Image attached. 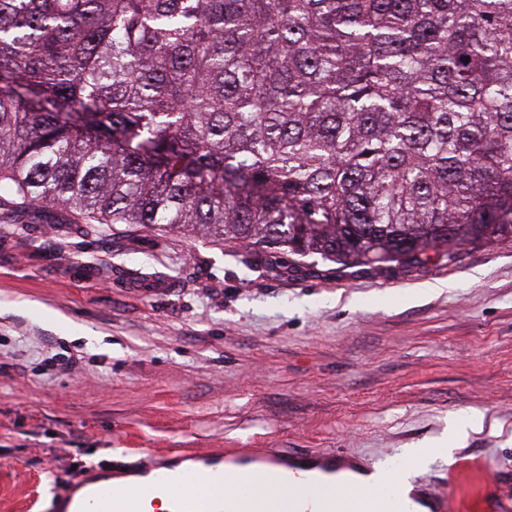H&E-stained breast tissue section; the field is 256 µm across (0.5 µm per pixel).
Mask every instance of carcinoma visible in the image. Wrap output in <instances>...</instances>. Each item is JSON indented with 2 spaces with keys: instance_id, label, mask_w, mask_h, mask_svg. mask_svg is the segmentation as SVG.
Wrapping results in <instances>:
<instances>
[{
  "instance_id": "cac0c4a2",
  "label": "carcinoma",
  "mask_w": 512,
  "mask_h": 512,
  "mask_svg": "<svg viewBox=\"0 0 512 512\" xmlns=\"http://www.w3.org/2000/svg\"><path fill=\"white\" fill-rule=\"evenodd\" d=\"M342 266L512 241V0H0V198Z\"/></svg>"
}]
</instances>
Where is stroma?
Here are the masks:
<instances>
[{"label": "stroma", "instance_id": "stroma-1", "mask_svg": "<svg viewBox=\"0 0 512 512\" xmlns=\"http://www.w3.org/2000/svg\"><path fill=\"white\" fill-rule=\"evenodd\" d=\"M0 204V512H58L75 468L333 448L385 468L483 416L416 487L512 512V242L345 268Z\"/></svg>", "mask_w": 512, "mask_h": 512}]
</instances>
